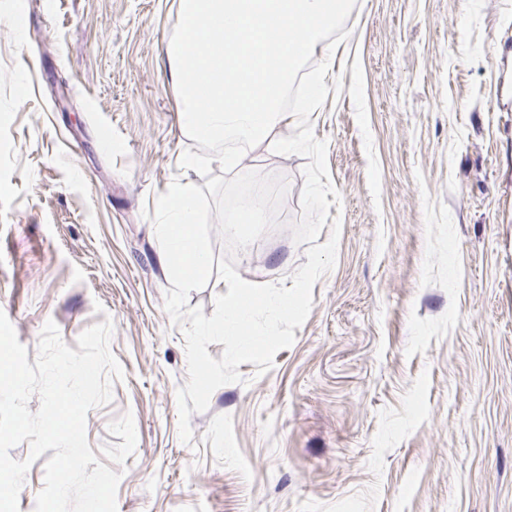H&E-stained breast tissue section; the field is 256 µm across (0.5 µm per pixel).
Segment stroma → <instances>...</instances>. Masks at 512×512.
Wrapping results in <instances>:
<instances>
[{"instance_id":"1","label":"stroma","mask_w":512,"mask_h":512,"mask_svg":"<svg viewBox=\"0 0 512 512\" xmlns=\"http://www.w3.org/2000/svg\"><path fill=\"white\" fill-rule=\"evenodd\" d=\"M178 0H0V310L35 359L111 320L125 377L90 410L117 512H512V0H357L310 116L341 219L335 267L257 375L179 434L185 337L153 224L183 132ZM279 127L237 172L282 175L243 280L306 264V158Z\"/></svg>"}]
</instances>
